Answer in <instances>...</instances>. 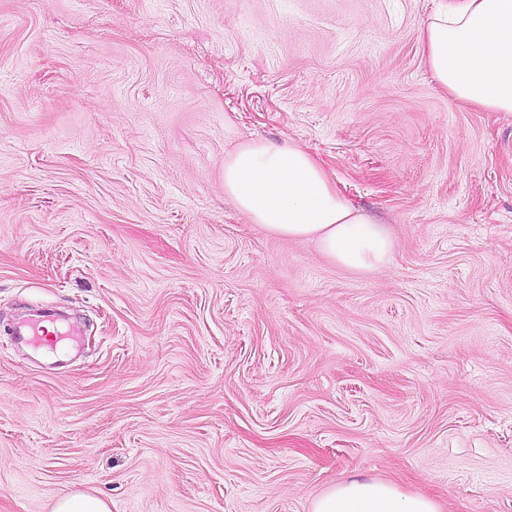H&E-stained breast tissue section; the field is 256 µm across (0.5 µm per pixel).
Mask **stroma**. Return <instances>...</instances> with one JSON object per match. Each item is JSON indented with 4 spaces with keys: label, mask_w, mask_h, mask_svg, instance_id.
Listing matches in <instances>:
<instances>
[{
    "label": "stroma",
    "mask_w": 512,
    "mask_h": 512,
    "mask_svg": "<svg viewBox=\"0 0 512 512\" xmlns=\"http://www.w3.org/2000/svg\"><path fill=\"white\" fill-rule=\"evenodd\" d=\"M434 0H0V512H310L360 474L512 512V114ZM247 140L388 224L369 275L224 195ZM40 308L65 351L14 347ZM52 512H110L107 502L95 495L74 492L61 497Z\"/></svg>",
    "instance_id": "obj_1"
}]
</instances>
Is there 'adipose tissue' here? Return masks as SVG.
Listing matches in <instances>:
<instances>
[{
  "mask_svg": "<svg viewBox=\"0 0 512 512\" xmlns=\"http://www.w3.org/2000/svg\"><path fill=\"white\" fill-rule=\"evenodd\" d=\"M440 89L487 112L512 113V0H439L422 33ZM224 193L270 234L314 242L340 267L368 273L394 253L386 225L337 190L323 164L291 144L241 143L224 158ZM311 512H441L435 500L365 477L336 484Z\"/></svg>",
  "mask_w": 512,
  "mask_h": 512,
  "instance_id": "adipose-tissue-1",
  "label": "adipose tissue"
}]
</instances>
